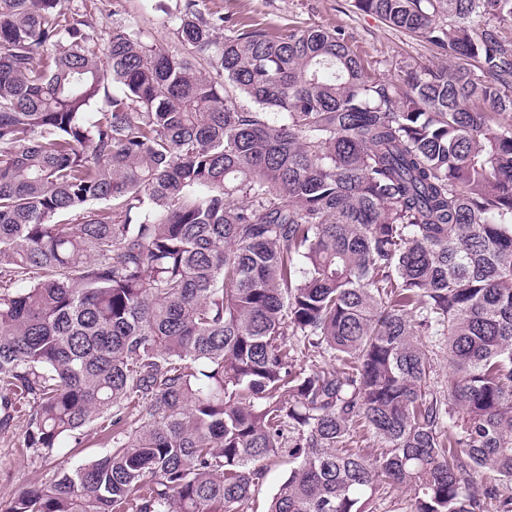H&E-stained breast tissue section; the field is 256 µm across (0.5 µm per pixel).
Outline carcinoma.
I'll return each mask as SVG.
<instances>
[{"label": "carcinoma", "mask_w": 512, "mask_h": 512, "mask_svg": "<svg viewBox=\"0 0 512 512\" xmlns=\"http://www.w3.org/2000/svg\"><path fill=\"white\" fill-rule=\"evenodd\" d=\"M67 3L0 0V436L111 449L0 512H242L285 454L267 512H512V0H354L455 59L398 83ZM115 0H85L87 8L93 13L96 23L98 25L101 36L99 39V48L102 50L107 42L108 32L112 28V11L114 6L112 3ZM409 492L402 490H381L374 500V512H409Z\"/></svg>", "instance_id": "cac0c4a2"}]
</instances>
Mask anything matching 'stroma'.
Returning <instances> with one entry per match:
<instances>
[{
    "label": "stroma",
    "mask_w": 512,
    "mask_h": 512,
    "mask_svg": "<svg viewBox=\"0 0 512 512\" xmlns=\"http://www.w3.org/2000/svg\"><path fill=\"white\" fill-rule=\"evenodd\" d=\"M85 3L102 32L111 30L112 11L117 8L135 19L149 35L171 45L175 42L172 17L184 0H85ZM202 5L240 24L259 25L271 31L289 25L342 30L365 65L394 82L399 76L391 67L392 60L404 57L429 65L443 61L430 43L395 31L377 17L356 10L352 0H202ZM23 438L24 430L19 427L7 441H0V499L8 498L22 486L45 479L61 462L82 464L108 449L105 437L91 432L81 444H65L57 456L26 459L17 453Z\"/></svg>",
    "instance_id": "stroma-1"
}]
</instances>
